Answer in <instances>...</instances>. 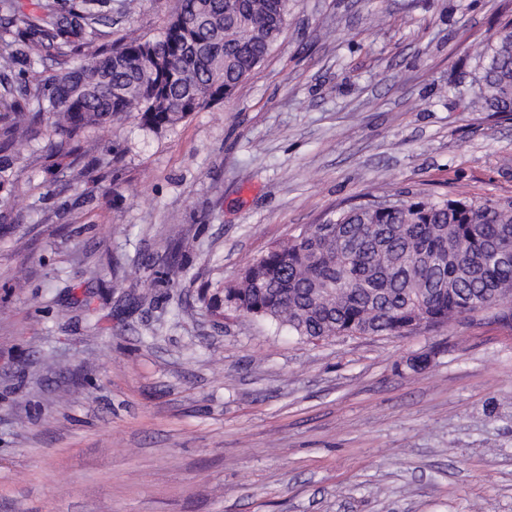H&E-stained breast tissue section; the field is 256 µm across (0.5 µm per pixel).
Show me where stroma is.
Masks as SVG:
<instances>
[{
	"instance_id": "1",
	"label": "stroma",
	"mask_w": 512,
	"mask_h": 512,
	"mask_svg": "<svg viewBox=\"0 0 512 512\" xmlns=\"http://www.w3.org/2000/svg\"><path fill=\"white\" fill-rule=\"evenodd\" d=\"M173 9L139 0L112 35ZM511 19L512 0H293L230 98L82 133L98 182L27 151L0 206V512H512L492 314L309 342L199 299L370 195L512 197V116L467 105Z\"/></svg>"
}]
</instances>
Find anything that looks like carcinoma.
Returning <instances> with one entry per match:
<instances>
[{"label":"carcinoma","mask_w":512,"mask_h":512,"mask_svg":"<svg viewBox=\"0 0 512 512\" xmlns=\"http://www.w3.org/2000/svg\"><path fill=\"white\" fill-rule=\"evenodd\" d=\"M290 0H176L151 37L124 38L84 53L78 30L101 35L112 0H47L26 13L0 0V86L14 97L0 119V202L16 190L15 165L48 130L49 156L77 151L86 130L132 120L144 131L170 129L230 96L277 46ZM34 39L64 58L57 70L13 68ZM471 105L512 112V21L481 54ZM512 326V198L369 200L312 224L271 247L231 282L200 301L320 341L335 336L401 334L412 324L440 326L478 313L485 297Z\"/></svg>","instance_id":"obj_1"}]
</instances>
